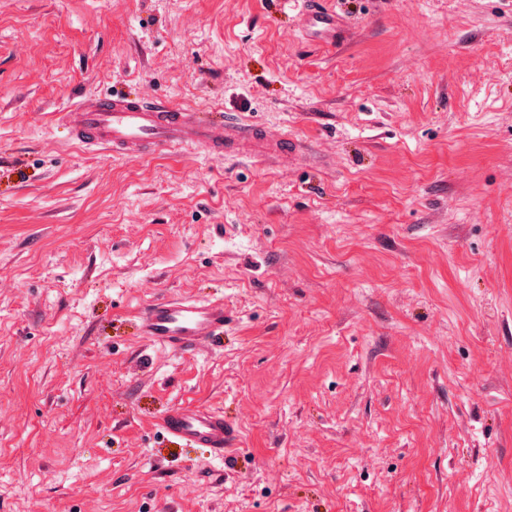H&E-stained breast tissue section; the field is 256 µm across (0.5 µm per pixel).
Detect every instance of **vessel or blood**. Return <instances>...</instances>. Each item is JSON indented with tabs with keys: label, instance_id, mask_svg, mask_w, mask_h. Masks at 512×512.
<instances>
[{
	"label": "vessel or blood",
	"instance_id": "obj_1",
	"mask_svg": "<svg viewBox=\"0 0 512 512\" xmlns=\"http://www.w3.org/2000/svg\"><path fill=\"white\" fill-rule=\"evenodd\" d=\"M303 2V23L326 44H335V13L324 7V0ZM60 120L78 145L101 147L129 160L169 156L186 146L200 147L211 157H248L270 165L296 162L305 154L295 137H274L258 124L219 121L207 110L179 108L142 96L80 101ZM138 319L147 340L180 355L211 346L226 323L223 304L170 298L147 304ZM159 426L176 443L204 449L218 460L237 442L236 430L222 412L192 404L174 406Z\"/></svg>",
	"mask_w": 512,
	"mask_h": 512
}]
</instances>
